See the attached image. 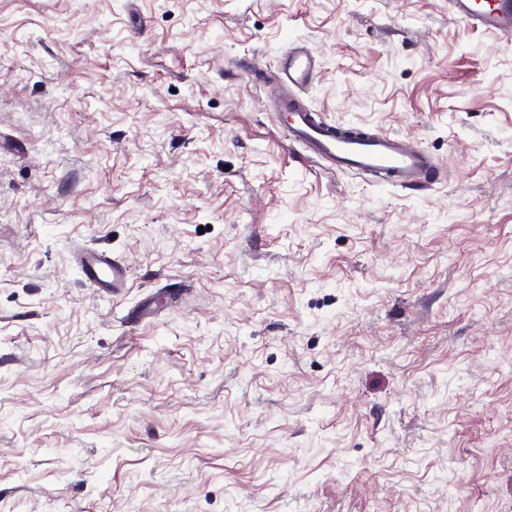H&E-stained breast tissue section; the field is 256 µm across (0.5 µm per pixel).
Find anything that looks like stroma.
Instances as JSON below:
<instances>
[{"instance_id":"1","label":"stroma","mask_w":512,"mask_h":512,"mask_svg":"<svg viewBox=\"0 0 512 512\" xmlns=\"http://www.w3.org/2000/svg\"><path fill=\"white\" fill-rule=\"evenodd\" d=\"M292 39L313 108L444 181L289 147L253 78ZM0 512H512V39L448 0H0ZM72 261L82 281L101 294L119 295L131 279L128 263L105 250L79 246L73 250ZM182 295L183 293L177 288H169L161 293H157L137 310L130 319L135 323L134 326L140 327L150 318L153 312L176 303Z\"/></svg>"}]
</instances>
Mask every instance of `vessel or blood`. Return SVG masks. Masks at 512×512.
I'll return each mask as SVG.
<instances>
[{
    "label": "vessel or blood",
    "instance_id": "obj_1",
    "mask_svg": "<svg viewBox=\"0 0 512 512\" xmlns=\"http://www.w3.org/2000/svg\"><path fill=\"white\" fill-rule=\"evenodd\" d=\"M448 8L459 21L503 38L512 36V0H448ZM319 77L317 53L298 40L283 51L276 78L262 86L263 108L284 118L289 146L301 147L326 170L404 190H428L442 180L438 156L416 138L378 127L331 122L312 109L305 92ZM72 261L83 282L102 294H121L131 279L128 263L105 250L79 246ZM180 296L176 288L155 294L133 314V322L143 325L153 312Z\"/></svg>",
    "mask_w": 512,
    "mask_h": 512
}]
</instances>
